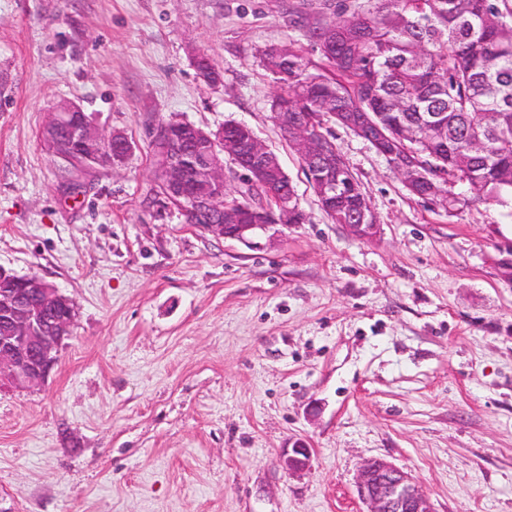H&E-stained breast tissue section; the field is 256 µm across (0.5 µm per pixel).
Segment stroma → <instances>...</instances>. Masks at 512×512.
I'll list each match as a JSON object with an SVG mask.
<instances>
[{"mask_svg": "<svg viewBox=\"0 0 512 512\" xmlns=\"http://www.w3.org/2000/svg\"><path fill=\"white\" fill-rule=\"evenodd\" d=\"M371 0H0V266L77 305L44 385L0 391V512H365L364 460L435 512H512V197L421 200L331 125L376 237L332 223L271 118L261 54ZM208 54L224 83H202ZM134 144L75 170L41 138L60 101ZM172 118L249 125L305 221L263 248L154 193ZM309 468L285 469L295 440Z\"/></svg>", "mask_w": 512, "mask_h": 512, "instance_id": "stroma-1", "label": "stroma"}]
</instances>
